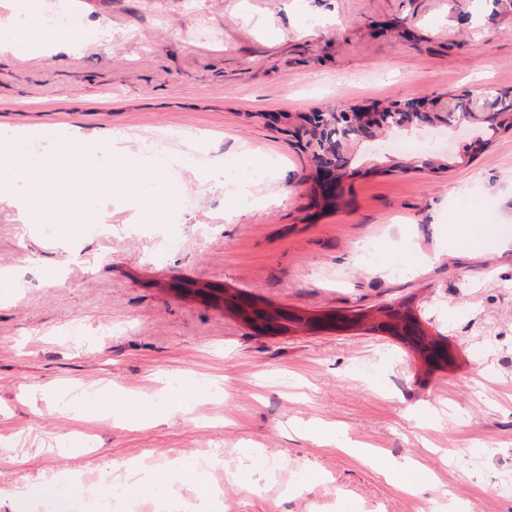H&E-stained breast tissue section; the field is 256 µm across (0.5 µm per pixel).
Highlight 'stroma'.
Here are the masks:
<instances>
[{"mask_svg": "<svg viewBox=\"0 0 512 512\" xmlns=\"http://www.w3.org/2000/svg\"><path fill=\"white\" fill-rule=\"evenodd\" d=\"M32 2L109 37L0 49V129L40 131L44 168L76 184L60 131L133 154L167 136L180 221L131 223L134 185L85 198L74 235L65 207L43 226L0 196V488L20 491L0 512H47L75 482L107 501L103 474L143 462L155 486L112 512H512V134L481 145L437 122L399 132L404 150L360 141L329 199L301 126L328 104L512 90V0ZM450 154L438 173L391 167ZM461 223L493 241L470 249ZM228 295L307 315L405 302L455 363L419 371L375 332L262 333ZM355 446L412 460L425 487ZM193 465L223 497L173 482ZM351 450L372 465L387 480L405 490H415L418 486L417 467L413 461L388 458L378 451Z\"/></svg>", "mask_w": 512, "mask_h": 512, "instance_id": "1", "label": "stroma"}]
</instances>
